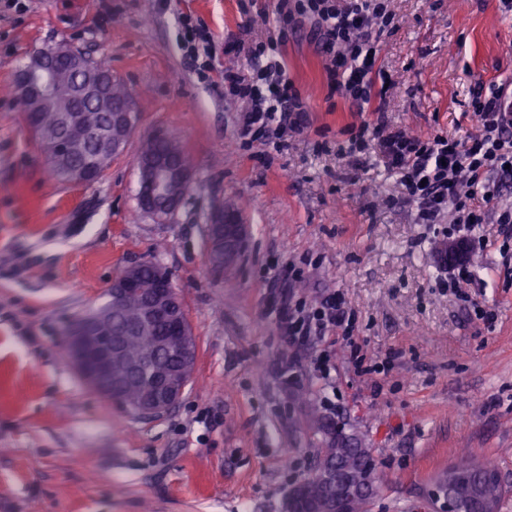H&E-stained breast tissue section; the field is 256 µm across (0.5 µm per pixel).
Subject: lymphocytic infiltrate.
I'll return each mask as SVG.
<instances>
[{
  "label": "lymphocytic infiltrate",
  "instance_id": "1",
  "mask_svg": "<svg viewBox=\"0 0 512 512\" xmlns=\"http://www.w3.org/2000/svg\"><path fill=\"white\" fill-rule=\"evenodd\" d=\"M305 19L314 24L311 35L324 57L329 96L364 115L346 127L339 154L356 167L371 156L381 158L397 177V203L410 209L417 223H447L445 237L458 239L467 251L497 246L499 238L476 235L485 224L499 225L500 237L512 238V203L503 201L504 188L512 185V79L489 88L475 83V129L465 137L391 128L386 111L391 77L380 61L383 41L397 29L390 0H278L277 39L249 50L253 66L248 74L224 71L225 92L244 104L237 117L241 135L271 137L284 146L310 129L306 100L278 51ZM478 197L483 206H475ZM278 296L280 328L289 345L312 340L326 345L314 361L315 371L330 377L336 369L330 347L349 348L356 370L372 378V398L382 395L395 358H366L343 292H327L310 305L286 288Z\"/></svg>",
  "mask_w": 512,
  "mask_h": 512
}]
</instances>
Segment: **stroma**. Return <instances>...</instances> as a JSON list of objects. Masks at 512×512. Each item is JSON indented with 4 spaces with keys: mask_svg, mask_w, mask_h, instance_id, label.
<instances>
[{
    "mask_svg": "<svg viewBox=\"0 0 512 512\" xmlns=\"http://www.w3.org/2000/svg\"><path fill=\"white\" fill-rule=\"evenodd\" d=\"M277 0H27L0 4V86L35 50L68 44L104 61L140 105L125 154L90 184L60 183L0 95V512H286L319 461L324 434L310 409L357 435L380 463L368 512H439L437 475L468 450L491 459L512 512V279L489 249L470 256L468 290L495 311L469 319L439 280L448 242L410 210L383 166L352 168L319 152L358 115L327 95L323 57L305 33L282 46L306 95L313 130L278 150L239 148V104L224 70L248 71L241 44L276 34ZM397 31L382 60L396 83L392 127L462 136L476 82L512 78V12L500 0H392ZM207 27V78L179 49L181 18ZM161 131L192 155L197 183L163 224L138 207L137 157ZM238 206L250 234L231 276L214 275L204 227ZM134 262L162 265L196 340L192 379L177 407L140 418L91 391L63 353L68 326L100 305ZM305 263L296 299L343 290L369 351L400 365L372 399L345 363L330 378L311 368L319 346L288 347L269 279ZM297 378L284 383L281 364Z\"/></svg>",
    "mask_w": 512,
    "mask_h": 512,
    "instance_id": "obj_1",
    "label": "stroma"
}]
</instances>
